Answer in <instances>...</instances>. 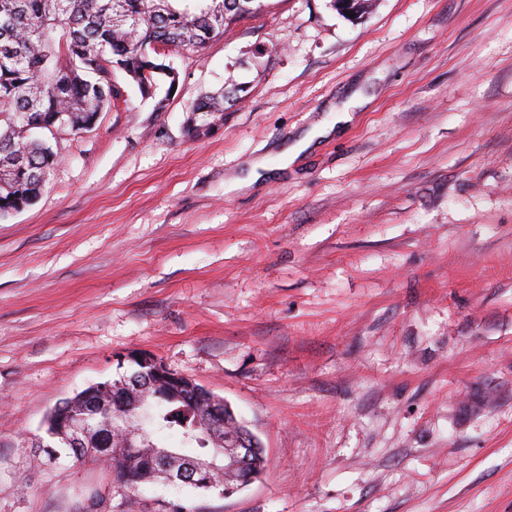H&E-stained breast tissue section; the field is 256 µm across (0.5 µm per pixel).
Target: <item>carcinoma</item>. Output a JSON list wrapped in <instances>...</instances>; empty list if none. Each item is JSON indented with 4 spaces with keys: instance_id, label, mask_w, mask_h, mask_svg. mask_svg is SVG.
<instances>
[{
    "instance_id": "cac0c4a2",
    "label": "carcinoma",
    "mask_w": 512,
    "mask_h": 512,
    "mask_svg": "<svg viewBox=\"0 0 512 512\" xmlns=\"http://www.w3.org/2000/svg\"><path fill=\"white\" fill-rule=\"evenodd\" d=\"M343 15L362 17L372 0H331ZM261 0H0V217L34 203L49 179L58 152L33 134L76 135L92 128L101 113L119 97L114 71L123 72L145 100L165 108L158 92L166 77L158 72L164 49H194L224 36L230 24L252 18ZM238 88L204 95L186 120L185 134L197 139L198 113L221 119L224 97ZM138 384L150 395L127 415L148 435L133 458L113 443L106 448H72L63 443L59 454L78 461L97 457L110 463L112 487L124 494L147 482L180 486L153 466L156 440L172 433L194 454L213 449L199 428L206 404L191 406L171 395H159L151 367L137 366L131 374L112 379V385ZM244 473L222 469L193 488L223 493L237 487Z\"/></svg>"
}]
</instances>
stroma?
Listing matches in <instances>:
<instances>
[{"instance_id": "obj_1", "label": "stroma", "mask_w": 512, "mask_h": 512, "mask_svg": "<svg viewBox=\"0 0 512 512\" xmlns=\"http://www.w3.org/2000/svg\"><path fill=\"white\" fill-rule=\"evenodd\" d=\"M166 60L165 111L116 74L122 102L57 135L40 197L0 218V512H82L110 483L32 438L135 352L230 404L266 467L112 512H512V0H373L357 20L264 0ZM230 81L240 100L187 139ZM257 159L267 176L228 189ZM227 89V88H226ZM224 91V88L220 89L214 93H206L196 104L195 108L192 110L191 116H189L186 120L185 125V134L190 139H198L201 135H204L207 131H200L199 125L201 124L197 115L198 112L201 113H211V120L218 119L221 120L224 112V97L226 94L233 93L237 95L239 89L232 84L230 90ZM336 119L332 121L321 122L313 127V129L304 137L301 141H299L295 146L286 149L281 154V161L278 165L279 169H286L289 165H291L298 156L308 149L316 139H324L327 136H330L336 131V125L341 122H350L352 120L351 113L353 112H340ZM318 140V141H319Z\"/></svg>"}]
</instances>
